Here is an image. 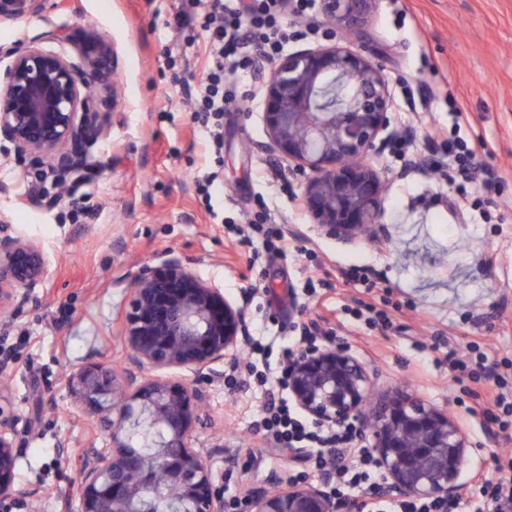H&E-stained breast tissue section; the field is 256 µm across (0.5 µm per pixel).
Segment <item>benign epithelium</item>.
Listing matches in <instances>:
<instances>
[{
  "mask_svg": "<svg viewBox=\"0 0 512 512\" xmlns=\"http://www.w3.org/2000/svg\"><path fill=\"white\" fill-rule=\"evenodd\" d=\"M374 0H323L332 37L279 57L264 82L269 146L291 172L306 175L299 205L320 235L350 243L379 237L382 179L377 164L391 135L393 96L381 65L336 35L360 25ZM43 0H0V15H35ZM0 69V137L15 153L68 177L90 172V149L104 139L115 108L114 49L104 35L49 29L11 47ZM49 274L41 246L0 239V310L16 307ZM121 325L126 358L119 371L92 364L72 375L73 393L103 426L111 448L92 451L76 490V512H139L148 495L170 512H224V497L201 451L195 424L204 399L198 382L234 355L247 336L243 307L224 299L180 254L162 268L141 266L128 280ZM182 369L192 379L148 372ZM288 393L323 426L358 424L400 497L451 500L471 442L464 424L407 386L373 393V376L331 341L293 357ZM20 417L0 397V498L11 494ZM150 427L163 451L134 446ZM252 512H336L319 485L286 486L251 497Z\"/></svg>",
  "mask_w": 512,
  "mask_h": 512,
  "instance_id": "1",
  "label": "benign epithelium"
}]
</instances>
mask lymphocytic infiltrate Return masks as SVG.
<instances>
[{"label": "lymphocytic infiltrate", "instance_id": "1", "mask_svg": "<svg viewBox=\"0 0 512 512\" xmlns=\"http://www.w3.org/2000/svg\"><path fill=\"white\" fill-rule=\"evenodd\" d=\"M289 9L307 18V31H316L311 21L315 0H179L173 30L183 43L203 46V78L191 95V119L205 124V134L213 143L223 140L225 113L239 109L241 75L286 52L294 37L283 24ZM444 146L447 160L432 163L433 171L485 192L495 189V173L476 163L464 140L448 139ZM250 348L248 361L232 366L225 375V387L242 390L254 381L285 386L287 364L265 365L267 346L261 340H253ZM470 396L491 430L511 439L512 384L502 377L497 391L474 390ZM257 427L271 445L293 452L297 466L288 473L289 483L304 482L311 472L325 476L330 495L350 512H454L453 504L436 499H384V473L372 451L360 446L361 431L355 424L324 429L305 423L286 397L271 395ZM466 493L470 512H512V452L495 454L492 470H474Z\"/></svg>", "mask_w": 512, "mask_h": 512}]
</instances>
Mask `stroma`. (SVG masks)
Instances as JSON below:
<instances>
[{
    "mask_svg": "<svg viewBox=\"0 0 512 512\" xmlns=\"http://www.w3.org/2000/svg\"><path fill=\"white\" fill-rule=\"evenodd\" d=\"M38 15L0 16V47L57 26L94 29L115 50L117 106L107 137L91 155L88 180L75 187L92 215L74 224L66 208L48 207L40 192L56 173L18 161L0 139V232L40 244L50 274L13 316L0 318V359L14 411L32 419L17 460L8 512H74L73 493L92 451L106 435L77 406L70 375L96 363L123 360L119 327L128 302L130 273L161 266L172 250L200 276L244 304L248 324L275 319L281 341L317 322L363 362L377 390L407 385L448 408L469 432L466 465H490L503 448L482 415L472 413L468 381H454L445 357L474 345L490 362L512 360V0H378L368 14L364 43L375 52L395 91L392 130L410 129L412 150L428 155V128L447 124L459 110L461 134L478 162L499 178L484 195L472 185L436 184L404 169L390 149L381 164L385 233L344 245L316 231L298 205L305 180L290 174L269 151L261 80L255 99L224 115V143L214 152L190 121L186 91L159 69L165 47L178 40L165 22L177 0H44ZM431 90L429 109L413 112L402 84ZM219 169L223 182L203 204L194 176ZM467 194L478 215L453 219L448 201ZM284 227L294 256H255L243 237L228 234L261 206ZM493 255L492 265L479 254ZM332 274L352 265L373 266L380 288L323 287L316 298L287 300L302 291L312 266ZM403 303L385 334L343 312L351 299ZM260 397L232 393L223 380L206 387L195 435L216 485L231 492L287 484L291 453L274 452L255 432ZM256 457L260 469L242 471L236 457Z\"/></svg>",
    "mask_w": 512,
    "mask_h": 512,
    "instance_id": "stroma-1",
    "label": "stroma"
}]
</instances>
